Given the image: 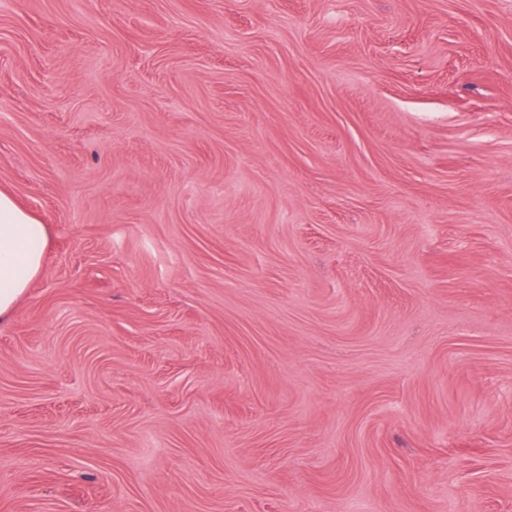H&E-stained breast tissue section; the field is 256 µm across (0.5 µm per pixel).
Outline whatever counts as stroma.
<instances>
[{
    "mask_svg": "<svg viewBox=\"0 0 512 512\" xmlns=\"http://www.w3.org/2000/svg\"><path fill=\"white\" fill-rule=\"evenodd\" d=\"M0 512H512V0H0ZM49 227L0 191V322L40 274Z\"/></svg>",
    "mask_w": 512,
    "mask_h": 512,
    "instance_id": "35a3bbf8",
    "label": "stroma"
}]
</instances>
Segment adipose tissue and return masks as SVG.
Returning <instances> with one entry per match:
<instances>
[{
    "mask_svg": "<svg viewBox=\"0 0 512 512\" xmlns=\"http://www.w3.org/2000/svg\"><path fill=\"white\" fill-rule=\"evenodd\" d=\"M49 227L0 191V321L39 275Z\"/></svg>",
    "mask_w": 512,
    "mask_h": 512,
    "instance_id": "adipose-tissue-1",
    "label": "adipose tissue"
}]
</instances>
